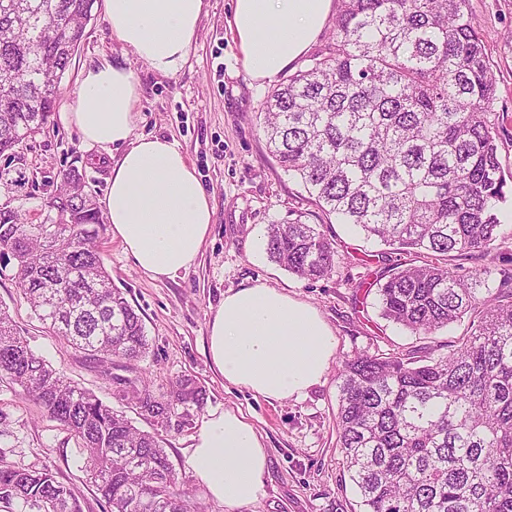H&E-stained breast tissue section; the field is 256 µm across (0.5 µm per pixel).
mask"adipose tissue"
<instances>
[{
  "instance_id": "1",
  "label": "adipose tissue",
  "mask_w": 512,
  "mask_h": 512,
  "mask_svg": "<svg viewBox=\"0 0 512 512\" xmlns=\"http://www.w3.org/2000/svg\"><path fill=\"white\" fill-rule=\"evenodd\" d=\"M333 0H234V34L245 69L270 81L322 32ZM205 0H103L113 38L151 70L177 73L187 60ZM137 84L131 70L101 61L83 70L61 119L83 140L123 146L103 207L112 237L153 277L172 278L196 262L213 208L182 149L161 137L133 138ZM209 354L225 382L268 400L321 383L336 339L308 303L262 285L225 295L208 323ZM267 450L243 415L210 413L193 437L190 465L228 512L264 494Z\"/></svg>"
}]
</instances>
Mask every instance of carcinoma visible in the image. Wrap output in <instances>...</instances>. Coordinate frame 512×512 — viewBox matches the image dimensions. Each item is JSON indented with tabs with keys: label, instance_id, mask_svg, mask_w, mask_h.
<instances>
[{
	"label": "carcinoma",
	"instance_id": "1",
	"mask_svg": "<svg viewBox=\"0 0 512 512\" xmlns=\"http://www.w3.org/2000/svg\"><path fill=\"white\" fill-rule=\"evenodd\" d=\"M331 41L272 89L262 131L270 154L326 216L388 246L380 314L428 336L473 310L470 334L446 354L358 353L339 370L338 445L360 512H512V273H483L412 253H490L505 199L497 90L469 0H339ZM95 0H0V155L43 132ZM52 203L71 223L53 235L0 210V259L31 310L64 345L105 363L149 351L139 313L112 286L99 251V212L77 168ZM271 261L307 280L331 275L336 248L311 224H271ZM0 376L67 427L110 512H196L159 431L175 407L200 408L191 378L170 397H138L140 430L29 347L0 308ZM0 512H81L47 470L0 461Z\"/></svg>",
	"mask_w": 512,
	"mask_h": 512
}]
</instances>
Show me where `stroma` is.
<instances>
[{
	"label": "stroma",
	"instance_id": "stroma-1",
	"mask_svg": "<svg viewBox=\"0 0 512 512\" xmlns=\"http://www.w3.org/2000/svg\"><path fill=\"white\" fill-rule=\"evenodd\" d=\"M480 36L497 79L494 112L501 115V163L512 189V0H470ZM233 0H206L198 38L175 74L153 72L134 52L113 39L101 7H94L59 91L66 102L79 86L82 66L108 59L133 71L139 90L134 136L176 142L195 167L210 197L213 224L196 263L176 278L155 279L139 269L112 237L100 229L99 246L114 287L143 319L148 355L137 362L113 359L100 367L66 348L42 328L13 277L0 269V306L24 329L30 348L79 386L93 391L134 425L149 429L135 396L142 386L166 394L179 377L196 379L206 390L204 405L190 415L175 412L162 446L181 488L206 512H226L197 481L189 464L191 439L210 412L240 411L269 453L265 494L234 512H358L356 496L337 445V379L340 362L357 352L392 356L418 345L407 329L382 319L374 294L364 289L383 268L374 260L383 246L359 229L326 218L303 188L270 155L260 112L272 83L254 81L244 68L231 28ZM23 163L0 156V205L9 204L33 223L43 221L41 204L63 170L85 172L96 200H103L121 149L91 147L74 126L52 114L47 127L27 141ZM500 226L491 255L440 258V265L469 271L490 269L493 278L512 271V192L497 210ZM294 219L317 225L334 241V272L309 281L271 262L266 227ZM265 285L310 304L336 336V352L321 384L302 396L268 400L224 382L211 368L207 326L225 294ZM0 459L16 467L52 472L69 485L83 512H108L82 469L74 434L51 420L22 389L0 378Z\"/></svg>",
	"mask_w": 512,
	"mask_h": 512
}]
</instances>
